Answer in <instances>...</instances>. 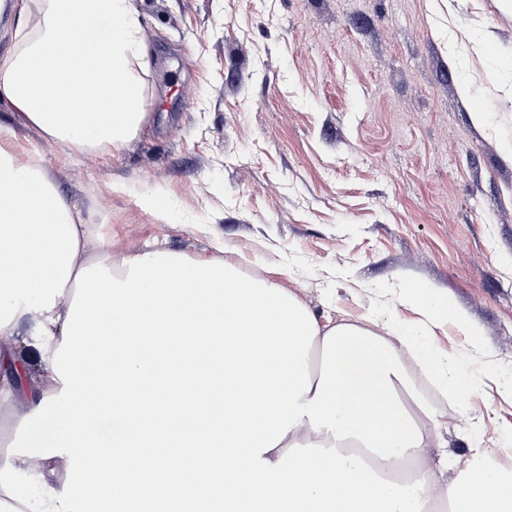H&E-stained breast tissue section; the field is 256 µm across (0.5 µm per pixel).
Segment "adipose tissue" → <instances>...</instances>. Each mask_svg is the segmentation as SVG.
<instances>
[{"instance_id": "obj_1", "label": "adipose tissue", "mask_w": 512, "mask_h": 512, "mask_svg": "<svg viewBox=\"0 0 512 512\" xmlns=\"http://www.w3.org/2000/svg\"><path fill=\"white\" fill-rule=\"evenodd\" d=\"M0 97L52 140L121 148L145 118L146 47L133 0H13ZM387 320L406 338L469 325L446 298ZM29 333L52 385L0 458L21 512H512V473L476 462L436 487L437 421L389 338L321 320L291 290L162 250L111 245L35 161L0 147V338ZM250 337L241 345L240 337ZM241 384L253 408L225 392ZM180 401L179 412L169 410ZM423 461L410 485L388 471ZM70 471L123 466L90 499ZM39 496H32L33 486ZM496 485L498 508L484 497Z\"/></svg>"}]
</instances>
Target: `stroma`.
<instances>
[{
	"label": "stroma",
	"instance_id": "1",
	"mask_svg": "<svg viewBox=\"0 0 512 512\" xmlns=\"http://www.w3.org/2000/svg\"><path fill=\"white\" fill-rule=\"evenodd\" d=\"M500 0H135L147 45L145 123L120 150L76 152L14 119L4 146L36 154L113 258H217L294 291L320 318L414 319L410 280L476 329L417 336L463 396L408 373L443 441L441 484L512 432V63ZM497 46L476 55L470 36ZM469 82L470 100L460 94ZM482 109L485 125L473 123ZM0 440L16 444L47 389L30 337L0 339Z\"/></svg>",
	"mask_w": 512,
	"mask_h": 512
}]
</instances>
